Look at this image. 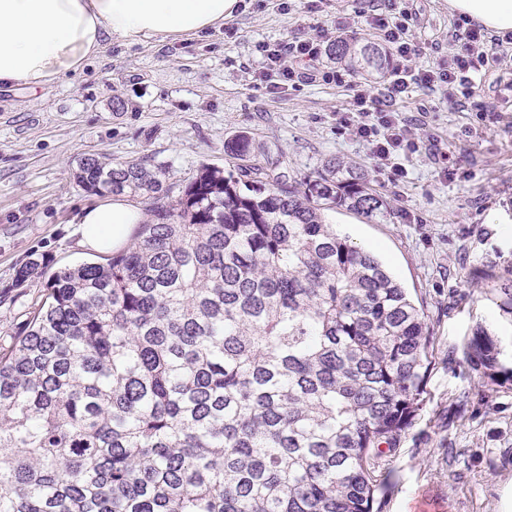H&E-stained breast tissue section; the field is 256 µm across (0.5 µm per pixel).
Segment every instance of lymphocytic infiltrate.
Here are the masks:
<instances>
[{
  "instance_id": "lymphocytic-infiltrate-1",
  "label": "lymphocytic infiltrate",
  "mask_w": 512,
  "mask_h": 512,
  "mask_svg": "<svg viewBox=\"0 0 512 512\" xmlns=\"http://www.w3.org/2000/svg\"><path fill=\"white\" fill-rule=\"evenodd\" d=\"M365 20L379 31L392 51L391 75L374 96L361 82L349 80L352 109L337 113L336 124L367 143L378 168L396 180L406 176L403 161L417 150L411 128L394 108L396 101L414 83L438 92L451 105L465 103L473 93L476 78L487 74L512 49V32L494 34L468 17H459L455 22L457 48L437 66L418 70L412 64L415 46L411 28L415 17L409 9L389 16L369 14ZM259 50L266 70L275 72L285 85L294 87L320 75L316 40H297L285 46L263 44Z\"/></svg>"
}]
</instances>
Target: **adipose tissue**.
Instances as JSON below:
<instances>
[{
    "instance_id": "1",
    "label": "adipose tissue",
    "mask_w": 512,
    "mask_h": 512,
    "mask_svg": "<svg viewBox=\"0 0 512 512\" xmlns=\"http://www.w3.org/2000/svg\"><path fill=\"white\" fill-rule=\"evenodd\" d=\"M239 0H0V85L29 91L81 72L109 40L157 43L223 25ZM451 13L488 31H512V0H448ZM141 211L112 196L84 208L78 232L97 252L121 248Z\"/></svg>"
}]
</instances>
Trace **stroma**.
<instances>
[{"label": "stroma", "mask_w": 512, "mask_h": 512, "mask_svg": "<svg viewBox=\"0 0 512 512\" xmlns=\"http://www.w3.org/2000/svg\"><path fill=\"white\" fill-rule=\"evenodd\" d=\"M401 0H241L233 18L205 33L159 44H106L80 73L31 92L0 88V346L20 336L45 281L16 286L17 269L105 262L83 249L75 220L99 198L72 172L85 155L147 159L181 189L201 165L232 167L225 146L249 133L258 159L289 181L315 176L331 157L367 170L394 213L382 224L336 210L339 234L370 250L423 306L435 338L426 403L381 473L374 512H501L512 483V385L478 383L463 346L476 327L495 335L512 364V316L475 285L482 270L512 284V58L455 107L411 85L395 109L414 130L408 175L389 180L370 148L336 128L349 88L309 82L255 88L259 44L325 33L334 40L355 11L393 13ZM415 68L452 49L445 0H413Z\"/></svg>", "instance_id": "stroma-1"}]
</instances>
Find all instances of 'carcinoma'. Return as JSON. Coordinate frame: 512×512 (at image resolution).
<instances>
[{
	"label": "carcinoma",
	"instance_id": "carcinoma-1",
	"mask_svg": "<svg viewBox=\"0 0 512 512\" xmlns=\"http://www.w3.org/2000/svg\"><path fill=\"white\" fill-rule=\"evenodd\" d=\"M358 78L391 51L342 33ZM174 200L144 161L79 164L87 193L150 219L106 263L47 272L24 335L0 349V512H373L379 471L425 404L424 309L324 212L390 219L368 173L334 157L293 184L239 134ZM498 341L464 358L503 386Z\"/></svg>",
	"mask_w": 512,
	"mask_h": 512
}]
</instances>
